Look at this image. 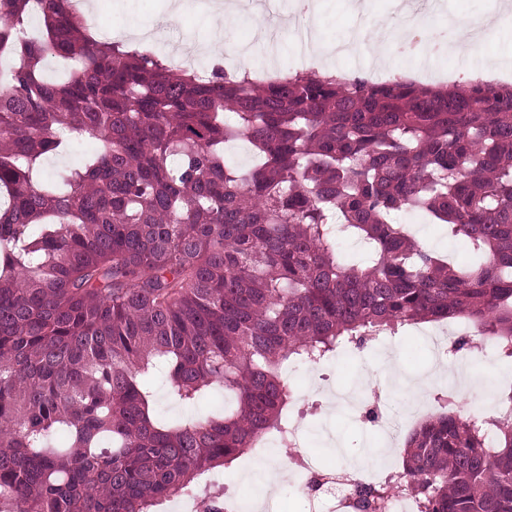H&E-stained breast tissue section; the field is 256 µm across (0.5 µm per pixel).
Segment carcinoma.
<instances>
[{"label": "carcinoma", "mask_w": 512, "mask_h": 512, "mask_svg": "<svg viewBox=\"0 0 512 512\" xmlns=\"http://www.w3.org/2000/svg\"><path fill=\"white\" fill-rule=\"evenodd\" d=\"M0 512H153L266 434L282 373L466 319L512 363V84L206 79L83 30L72 0H0ZM47 57L61 78L48 79ZM89 137L59 177L43 160ZM251 146L244 169L225 152ZM468 244L458 267L398 223ZM362 244L342 258L339 241ZM186 408L160 420L151 378ZM441 411L403 438L378 512H512V421Z\"/></svg>", "instance_id": "obj_1"}]
</instances>
